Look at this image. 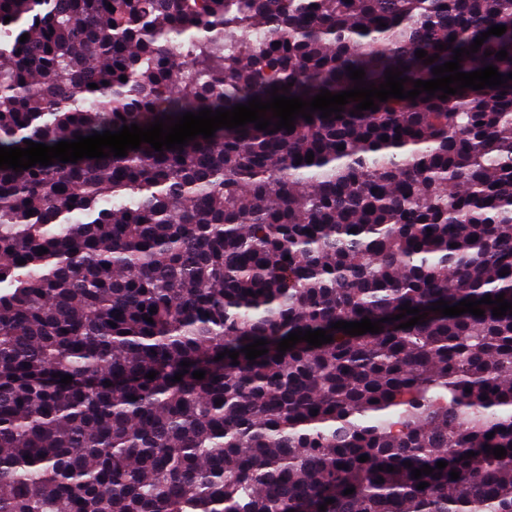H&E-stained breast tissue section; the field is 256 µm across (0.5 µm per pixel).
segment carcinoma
Segmentation results:
<instances>
[{"instance_id":"carcinoma-1","label":"carcinoma","mask_w":512,"mask_h":512,"mask_svg":"<svg viewBox=\"0 0 512 512\" xmlns=\"http://www.w3.org/2000/svg\"><path fill=\"white\" fill-rule=\"evenodd\" d=\"M493 25L461 71L506 76L512 0H0V147L336 94L349 66L408 91ZM374 104L0 169V512H512V315L332 329L512 302V80ZM298 329L333 341L276 357Z\"/></svg>"}]
</instances>
